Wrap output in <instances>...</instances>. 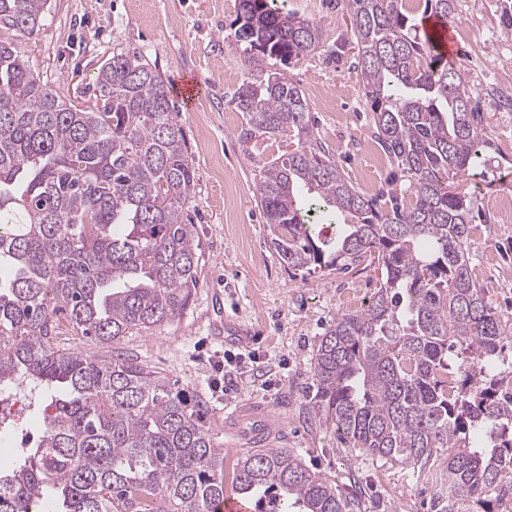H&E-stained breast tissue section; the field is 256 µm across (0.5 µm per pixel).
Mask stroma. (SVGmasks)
Returning a JSON list of instances; mask_svg holds the SVG:
<instances>
[{"label":"stroma","instance_id":"stroma-1","mask_svg":"<svg viewBox=\"0 0 512 512\" xmlns=\"http://www.w3.org/2000/svg\"><path fill=\"white\" fill-rule=\"evenodd\" d=\"M504 0H457L452 22L456 63L480 100L490 145L481 187L473 277L486 285L506 330L492 373L512 386V220L493 204L512 194V112L485 99L486 87L512 91V37L500 33ZM285 10L322 30V46L290 64L286 76L304 92L319 134L356 187L380 189L390 162L372 165L370 108L359 93L357 50L343 0H286ZM238 0H50L38 34L1 29L41 82L78 103L96 92L100 66L115 52L155 63L167 83L192 79L203 90L192 105L173 96L174 117L195 166L196 186L184 208L200 243L198 285L182 315L102 348L63 335L60 346L98 360L121 356L177 380L204 397L207 429L225 466L249 447L257 420L270 443L297 453L339 489L352 491V512H430L435 482L412 468L361 455L309 408L311 362L337 314L362 308L376 292L374 269L358 266L293 270L278 257L254 196L258 161L272 143L242 142L241 113L228 103L246 76L234 38Z\"/></svg>","mask_w":512,"mask_h":512}]
</instances>
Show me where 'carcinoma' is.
Here are the masks:
<instances>
[{
  "label": "carcinoma",
  "instance_id": "1",
  "mask_svg": "<svg viewBox=\"0 0 512 512\" xmlns=\"http://www.w3.org/2000/svg\"><path fill=\"white\" fill-rule=\"evenodd\" d=\"M359 92L395 172L368 196L326 152L310 104L269 67L317 50L319 27L239 0L236 42L247 77L230 103L240 139H294L262 163L256 198L280 260L294 270L365 262L380 287L339 315L312 362L311 412L352 447L425 472L439 462L431 512L488 507L512 495V388L479 377L505 328L471 273L476 200L459 179L489 145L461 67L422 38L404 0H345ZM47 0H0V29L39 32ZM456 0H425L448 22ZM95 100L78 105L40 82L0 40V391L33 387L45 428L23 462L0 470V512H214L224 450L206 429V399L132 360L61 348L62 325L114 345L190 305L200 260L183 210L195 168L164 78L114 52ZM409 180L411 199L397 193ZM315 224H334L325 237ZM474 354L457 376L448 354ZM489 429L470 447L463 434ZM235 490L258 512H348L352 498L283 448L237 459Z\"/></svg>",
  "mask_w": 512,
  "mask_h": 512
}]
</instances>
